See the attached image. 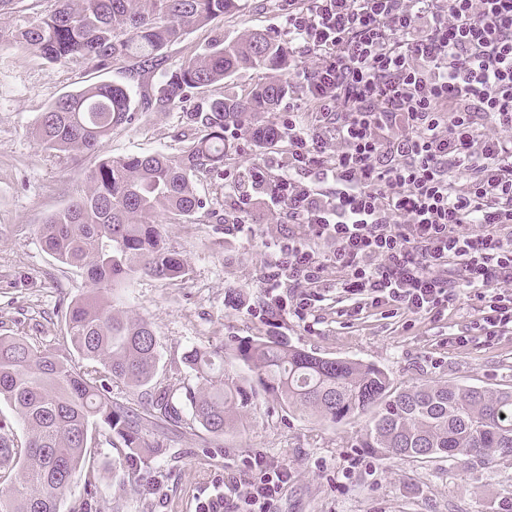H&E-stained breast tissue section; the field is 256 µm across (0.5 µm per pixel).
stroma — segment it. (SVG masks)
I'll list each match as a JSON object with an SVG mask.
<instances>
[{
  "mask_svg": "<svg viewBox=\"0 0 512 512\" xmlns=\"http://www.w3.org/2000/svg\"><path fill=\"white\" fill-rule=\"evenodd\" d=\"M241 2L240 11L194 29L173 45L170 63L200 53L216 38L249 30H267L288 41L283 0ZM53 7V0H17L13 9L0 11V336H27L44 346L63 334L65 307L86 293L88 281L82 271L60 265L43 250L39 226L84 189L85 175L99 156L175 154L194 136L182 110L141 109L113 131L99 154L41 151L35 132L59 96L101 83L130 85L143 93L154 82L149 75L134 77L126 62L105 69L82 60L51 63L14 42L17 28ZM225 137L232 152L223 173L197 182L205 209L191 223L158 218L168 245L186 264L185 277L143 276L126 292L129 309L150 322L158 338L160 377L170 375L193 346L273 331L317 356L375 364L401 387L446 380L512 387V333L455 344V336L475 318L465 298L439 322L392 317L384 308L349 322L337 315L333 289L316 317L258 316L268 245L280 238L287 220L260 205L253 241L225 234V218L235 215L238 197L249 194V172L264 157L246 125L228 128ZM364 427L361 418L330 424L300 416L263 393L241 425L224 437L190 419L166 426L154 435L164 454L153 461L150 478L124 496L122 512H196L224 482L246 489L250 475L242 461L258 454L288 464L292 472L276 512H512V500L502 496L503 489H512V461L499 460L476 473L425 467L361 447Z\"/></svg>",
  "mask_w": 512,
  "mask_h": 512,
  "instance_id": "obj_1",
  "label": "stroma"
}]
</instances>
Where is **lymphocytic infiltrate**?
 <instances>
[{
	"instance_id": "1",
	"label": "lymphocytic infiltrate",
	"mask_w": 512,
	"mask_h": 512,
	"mask_svg": "<svg viewBox=\"0 0 512 512\" xmlns=\"http://www.w3.org/2000/svg\"><path fill=\"white\" fill-rule=\"evenodd\" d=\"M287 2L305 108L281 127L277 175H250L296 226L274 244L266 306L315 315L334 270L349 320L439 321L466 297L475 331L511 332L512 0ZM246 466L245 494L215 490L199 512H274L290 469Z\"/></svg>"
}]
</instances>
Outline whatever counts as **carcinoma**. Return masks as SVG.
I'll return each mask as SVG.
<instances>
[{"label":"carcinoma","mask_w":512,"mask_h":512,"mask_svg":"<svg viewBox=\"0 0 512 512\" xmlns=\"http://www.w3.org/2000/svg\"><path fill=\"white\" fill-rule=\"evenodd\" d=\"M56 7L15 31L22 46L53 63L89 61L105 68L127 60L159 81L140 99L145 109L184 106L233 74L288 70L280 41L255 30L219 40L176 66L168 49L192 29L240 9L239 0H54ZM288 93L277 79L247 97L209 98L185 112L197 131L176 155L165 152L105 157L86 176L87 187L38 230L60 264L84 272L91 289L65 310V333L55 347L27 336H0V402L22 427L0 418V512H59L77 476L84 477L81 512H118L99 495L90 449L120 442V466L132 483L146 474L162 445L148 438L158 421H181L168 385L154 382L159 342L145 319L133 316L123 292L142 275L177 280L186 274L179 253L166 246L162 213L190 221L205 202L196 181L224 171V130L246 112H270ZM135 92L102 83L60 97L41 118L38 147L46 152L95 153L112 131L131 120ZM185 366L199 382L186 391L193 421L221 436L236 427L256 389L288 410L326 423L366 417L361 444L384 455L465 469L512 459V389L454 382L397 387L374 364L318 357L284 336L237 339L193 347ZM148 387L141 409L112 397V384Z\"/></svg>","instance_id":"1"}]
</instances>
